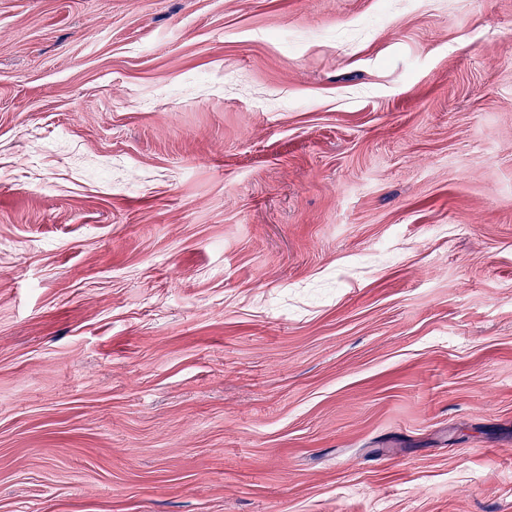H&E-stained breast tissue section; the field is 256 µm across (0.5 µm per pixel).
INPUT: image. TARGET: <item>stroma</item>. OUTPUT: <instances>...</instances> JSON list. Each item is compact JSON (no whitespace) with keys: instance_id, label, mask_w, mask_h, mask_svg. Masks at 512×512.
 <instances>
[{"instance_id":"obj_1","label":"stroma","mask_w":512,"mask_h":512,"mask_svg":"<svg viewBox=\"0 0 512 512\" xmlns=\"http://www.w3.org/2000/svg\"><path fill=\"white\" fill-rule=\"evenodd\" d=\"M0 512H512V0H0Z\"/></svg>"}]
</instances>
